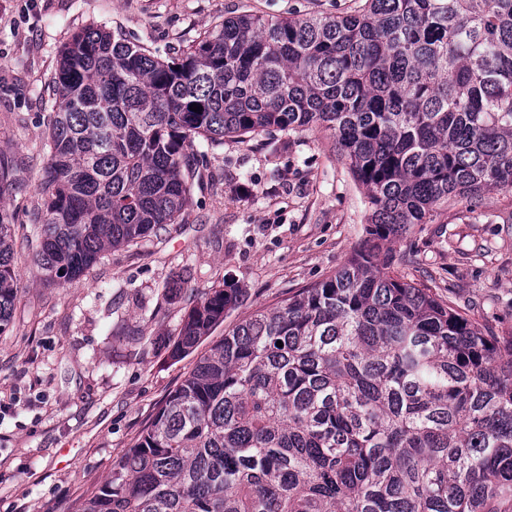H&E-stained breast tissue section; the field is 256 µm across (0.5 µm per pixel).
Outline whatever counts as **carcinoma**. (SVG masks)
Instances as JSON below:
<instances>
[{
    "instance_id": "1",
    "label": "carcinoma",
    "mask_w": 512,
    "mask_h": 512,
    "mask_svg": "<svg viewBox=\"0 0 512 512\" xmlns=\"http://www.w3.org/2000/svg\"><path fill=\"white\" fill-rule=\"evenodd\" d=\"M52 83L30 222L55 283L175 223L196 147L226 136L333 131L372 210L334 275L199 357L74 512H512V335L481 331L382 253L451 200L512 189V0L242 14L169 60L89 25ZM14 232L0 212V334L18 295ZM241 298L201 297L171 356Z\"/></svg>"
}]
</instances>
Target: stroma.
<instances>
[{"mask_svg":"<svg viewBox=\"0 0 512 512\" xmlns=\"http://www.w3.org/2000/svg\"><path fill=\"white\" fill-rule=\"evenodd\" d=\"M360 0H0V212L16 223L19 296L0 334V512H74L137 441L195 365L170 356L196 299L240 288L231 328L328 276L366 237L369 207L331 131L225 138L206 148L205 177L178 223L107 251L79 280L46 283L29 215L51 77L63 45L95 23L166 58L225 18L342 16ZM394 269L430 287L482 330L512 334V191L458 201L391 241ZM185 282L178 299L165 286Z\"/></svg>","mask_w":512,"mask_h":512,"instance_id":"1","label":"stroma"}]
</instances>
